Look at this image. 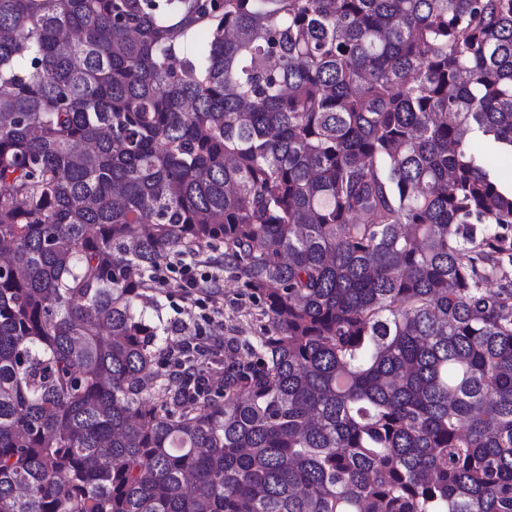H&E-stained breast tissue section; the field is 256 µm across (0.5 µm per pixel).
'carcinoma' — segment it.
Listing matches in <instances>:
<instances>
[{
	"mask_svg": "<svg viewBox=\"0 0 512 512\" xmlns=\"http://www.w3.org/2000/svg\"><path fill=\"white\" fill-rule=\"evenodd\" d=\"M486 153L512 0H0V512H512ZM217 250L222 371L138 310Z\"/></svg>",
	"mask_w": 512,
	"mask_h": 512,
	"instance_id": "obj_1",
	"label": "carcinoma"
}]
</instances>
